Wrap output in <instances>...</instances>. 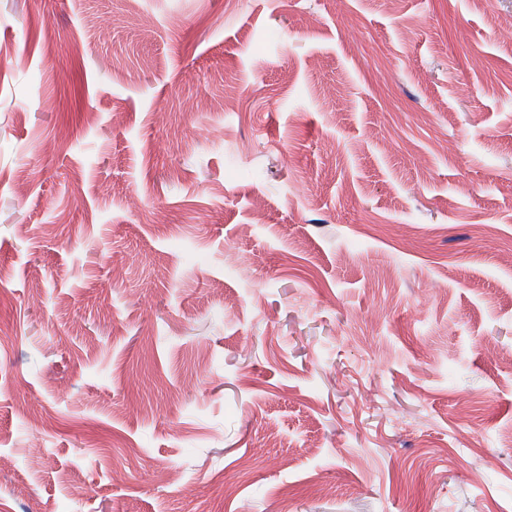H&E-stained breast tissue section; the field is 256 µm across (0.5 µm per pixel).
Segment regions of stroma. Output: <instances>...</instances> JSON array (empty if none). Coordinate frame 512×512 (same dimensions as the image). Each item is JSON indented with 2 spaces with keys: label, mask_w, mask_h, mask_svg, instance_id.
<instances>
[{
  "label": "stroma",
  "mask_w": 512,
  "mask_h": 512,
  "mask_svg": "<svg viewBox=\"0 0 512 512\" xmlns=\"http://www.w3.org/2000/svg\"><path fill=\"white\" fill-rule=\"evenodd\" d=\"M508 20L0 0V512H512Z\"/></svg>",
  "instance_id": "stroma-1"
}]
</instances>
